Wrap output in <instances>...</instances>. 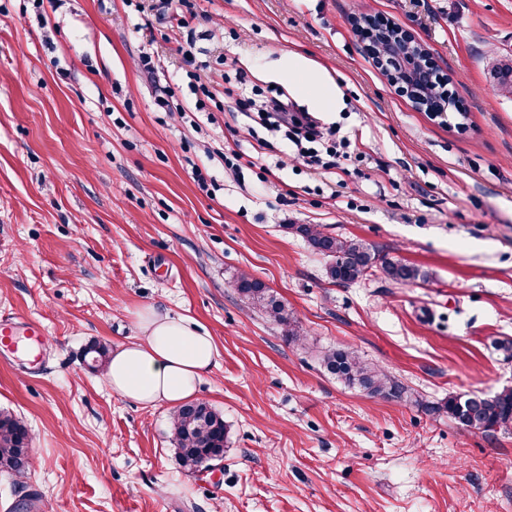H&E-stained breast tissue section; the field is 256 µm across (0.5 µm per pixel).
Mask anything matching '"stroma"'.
<instances>
[{
    "mask_svg": "<svg viewBox=\"0 0 512 512\" xmlns=\"http://www.w3.org/2000/svg\"><path fill=\"white\" fill-rule=\"evenodd\" d=\"M363 15L418 39L463 114L398 92L353 27ZM291 55L335 83L340 109L321 120L364 162L276 167L225 111L228 88L307 111L279 73ZM510 65L512 0H63L42 20L0 0V317L44 331L40 372L0 354V410L31 436L27 475L0 470V512H512V433L442 409L512 387ZM290 224L428 277L333 283ZM239 273L277 294L301 340L240 300ZM148 306L216 345L196 395L230 429L215 470L185 473L171 409L115 395L84 358L135 336ZM329 348L404 394L345 385L319 360Z\"/></svg>",
    "mask_w": 512,
    "mask_h": 512,
    "instance_id": "35a3bbf8",
    "label": "stroma"
}]
</instances>
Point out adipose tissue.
Returning a JSON list of instances; mask_svg holds the SVG:
<instances>
[{
    "label": "adipose tissue",
    "instance_id": "ef3b65f1",
    "mask_svg": "<svg viewBox=\"0 0 512 512\" xmlns=\"http://www.w3.org/2000/svg\"><path fill=\"white\" fill-rule=\"evenodd\" d=\"M295 77L301 97L321 112L335 111L338 93L325 77L311 78L306 61L292 58L281 70ZM217 354L212 337L182 317L154 307L138 315L134 338L116 347L105 370L113 393L144 407L177 408L191 399Z\"/></svg>",
    "mask_w": 512,
    "mask_h": 512
}]
</instances>
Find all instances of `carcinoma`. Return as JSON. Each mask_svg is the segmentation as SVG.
<instances>
[{
  "label": "carcinoma",
  "instance_id": "carcinoma-1",
  "mask_svg": "<svg viewBox=\"0 0 512 512\" xmlns=\"http://www.w3.org/2000/svg\"><path fill=\"white\" fill-rule=\"evenodd\" d=\"M286 229L306 239L314 252L333 259L329 276L339 284L363 279L378 263L386 277L397 284L426 278V273L413 265L379 260L376 251L359 239L331 236L307 224H289ZM234 286L240 297L287 327L288 337L293 340L301 337L299 327L291 322L282 301L262 282L242 274L234 280ZM322 362L328 372L349 385L362 387L372 397H395L404 391L401 383L381 370L368 367L350 350L330 349L324 353ZM442 409L462 426L474 422L484 432H512V388H504L492 396H450ZM227 440L224 418L209 404L193 401L173 411L171 442L186 473L201 470L208 457L221 458ZM30 442L27 427L11 413L0 411V468L25 475L29 467Z\"/></svg>",
  "mask_w": 512,
  "mask_h": 512
}]
</instances>
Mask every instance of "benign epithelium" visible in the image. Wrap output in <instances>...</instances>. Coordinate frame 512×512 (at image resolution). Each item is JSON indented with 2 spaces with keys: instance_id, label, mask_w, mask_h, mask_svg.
I'll return each mask as SVG.
<instances>
[{
  "instance_id": "7a95c632",
  "label": "benign epithelium",
  "mask_w": 512,
  "mask_h": 512,
  "mask_svg": "<svg viewBox=\"0 0 512 512\" xmlns=\"http://www.w3.org/2000/svg\"><path fill=\"white\" fill-rule=\"evenodd\" d=\"M354 26L367 42L371 55H391L398 59L399 70L389 73L390 81L398 87L420 86L422 73L428 65L427 50L402 28L369 17L355 20ZM417 108L435 116L447 111L448 103L439 96L416 92L411 95Z\"/></svg>"
}]
</instances>
